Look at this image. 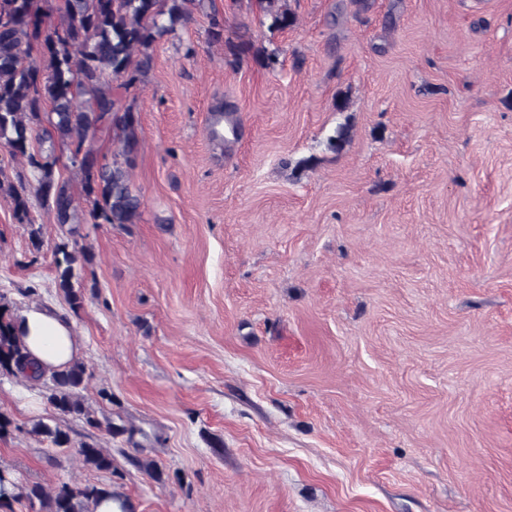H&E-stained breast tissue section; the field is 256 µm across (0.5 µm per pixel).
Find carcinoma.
<instances>
[{
  "label": "carcinoma",
  "mask_w": 512,
  "mask_h": 512,
  "mask_svg": "<svg viewBox=\"0 0 512 512\" xmlns=\"http://www.w3.org/2000/svg\"><path fill=\"white\" fill-rule=\"evenodd\" d=\"M272 19V27L286 30L296 17L278 6L279 0H257ZM66 19L47 23L46 0H0V143L10 146L13 158L24 159L28 172L10 178L0 170V191L14 202V217L29 224L31 199L48 206L54 223L63 227L76 219L75 198L58 174L55 145L67 148L71 165L81 174L82 190L91 203L90 216L100 224H136L141 198L130 174L138 147V118L121 109L108 86L124 79L130 86L151 66L152 43L175 31L204 0H63ZM116 123L123 132L120 153L124 161L105 163L86 141L101 125ZM89 261L86 253L58 243L54 250L57 284L70 308L82 306L75 288L76 267ZM0 302V373L17 377L27 354L11 333ZM88 378L85 365L75 361L51 374L43 396L55 409L89 429L102 426L81 395ZM112 432V424L105 426ZM31 433L55 448H73L82 464L96 471H112V454L90 433L76 442L70 433L44 421ZM117 498L112 486L62 483L48 491L40 485L22 484L0 471V509L27 501L39 512H95L99 501Z\"/></svg>",
  "instance_id": "obj_1"
}]
</instances>
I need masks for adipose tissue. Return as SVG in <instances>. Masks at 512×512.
Returning <instances> with one entry per match:
<instances>
[{"instance_id":"obj_1","label":"adipose tissue","mask_w":512,"mask_h":512,"mask_svg":"<svg viewBox=\"0 0 512 512\" xmlns=\"http://www.w3.org/2000/svg\"><path fill=\"white\" fill-rule=\"evenodd\" d=\"M14 330L27 349L28 378L60 369L79 355L70 320L57 312L38 306L25 309L18 314Z\"/></svg>"}]
</instances>
